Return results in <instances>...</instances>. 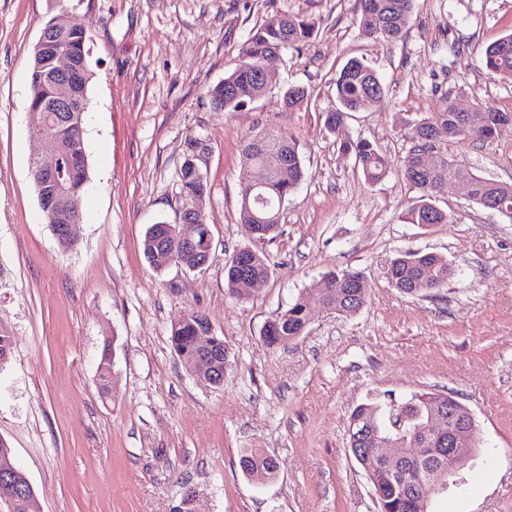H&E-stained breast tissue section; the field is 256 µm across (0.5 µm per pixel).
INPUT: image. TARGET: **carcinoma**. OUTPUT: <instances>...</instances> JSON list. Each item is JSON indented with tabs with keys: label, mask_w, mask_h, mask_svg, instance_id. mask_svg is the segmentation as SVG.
Here are the masks:
<instances>
[{
	"label": "carcinoma",
	"mask_w": 512,
	"mask_h": 512,
	"mask_svg": "<svg viewBox=\"0 0 512 512\" xmlns=\"http://www.w3.org/2000/svg\"><path fill=\"white\" fill-rule=\"evenodd\" d=\"M415 0H358L359 26L369 36L387 41L398 39L412 15ZM315 25L305 19L288 14L266 18L253 28L239 48L237 67L224 80L208 88L207 96L213 106L234 112L263 97L267 86L259 77V69L277 63L284 51L297 48L314 34ZM491 74L512 73V34L488 45L481 58ZM336 108L322 113L324 126L336 132L344 126L352 112L364 110L375 96L384 94V85L376 70L364 58L349 59L340 69L335 81ZM283 100L286 106L296 108L308 101L307 89L299 86L288 88ZM483 123L478 129L468 126L466 115L451 105L448 94L441 95L437 111L406 122L411 147L400 161L399 171L405 181L419 192L418 200L409 208L410 224L430 226L449 223L448 214L434 205L437 194L455 179L474 182L471 200L485 208L495 210L512 220V183L482 178L470 167L456 161L446 153L438 154V164L425 166L421 161L423 151L436 148L439 142L478 140L489 141L503 131L512 130V112L490 106L481 107ZM43 126L59 137L60 152L56 166L62 172L67 187L82 196L88 181L87 162L73 164L74 154L87 157L86 148L77 146L72 133L59 122L55 112L42 113ZM244 150L252 160V170L243 183L238 202V223L249 244L241 248L249 257L250 275L266 279L271 272L270 261L260 250L252 247L256 242L272 240L281 233L280 214L283 203L304 178V167L298 150L297 138L278 130L265 129L249 134L243 140ZM344 152L354 155L361 173L368 183L387 178L394 164L374 145L365 139L341 142ZM192 152H187L180 168L185 196L191 207L198 208L207 194V183L200 171L189 162ZM168 234L163 223L151 225L143 240V252L152 268L161 272L164 253L159 251L157 240ZM195 249L204 255L211 250L209 225H195ZM453 269L447 257L430 252L407 250L391 261L386 279L399 292L409 296H427L446 286ZM330 286L328 307L341 316L351 315L364 307L368 298V284L354 271H342L327 276ZM225 288L236 298L250 295L247 279L234 267V258L224 265ZM270 323L275 331L263 332L267 346L288 344L304 334L309 316L302 299H297L288 309L278 312ZM210 324L198 320V313L184 323L172 326L169 341L176 355L189 370L200 369V355L194 345L198 333H207ZM450 396L443 393L422 392L408 399H398L391 393L377 395L357 406L349 419V437H355L367 424L375 426L379 436L407 440L412 450L408 475L396 484L385 463L378 459L368 479L374 489L378 512H417L412 502L413 490L438 495L436 479L448 474V449L426 429L429 416L439 409H448ZM241 462L254 469L263 470L274 478L270 456L259 448L244 451Z\"/></svg>",
	"instance_id": "cac0c4a2"
}]
</instances>
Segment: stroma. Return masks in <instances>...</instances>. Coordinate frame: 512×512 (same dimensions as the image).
<instances>
[{
	"label": "stroma",
	"instance_id": "stroma-1",
	"mask_svg": "<svg viewBox=\"0 0 512 512\" xmlns=\"http://www.w3.org/2000/svg\"><path fill=\"white\" fill-rule=\"evenodd\" d=\"M62 12L84 29L94 72L71 252L59 249L30 174L51 145L31 134L29 58ZM280 13L314 22L312 38L283 53L264 97L214 108L206 90L235 69L250 31ZM511 33L512 0H415L395 42L364 35L356 0H0V328L14 338L0 370V438L42 512H376L347 449L349 416L372 395L417 392L465 405L480 439L462 486L426 512H512V220L452 183L435 200L448 223H406L417 190L397 172L366 183L340 148L361 137L400 161L410 148L404 119L436 111L443 90L512 111V76L489 73L479 56ZM356 56L389 91L332 133L321 115ZM291 86L309 91L302 107L284 105ZM268 128L297 137L305 178L282 207V235L260 245L269 278L237 299L224 265L246 243L237 202L252 161L242 140ZM192 139L204 145L196 163L210 258L200 270L159 273L142 241L150 225L181 220ZM437 149L512 182V130ZM408 249L447 256V287L432 297L393 288L385 269ZM342 270L369 285L350 316L327 310L319 292ZM300 297L304 336L267 347L264 325ZM190 311L224 339L221 386L190 374L170 345ZM247 448L273 455L277 477L245 474Z\"/></svg>",
	"mask_w": 512,
	"mask_h": 512
}]
</instances>
